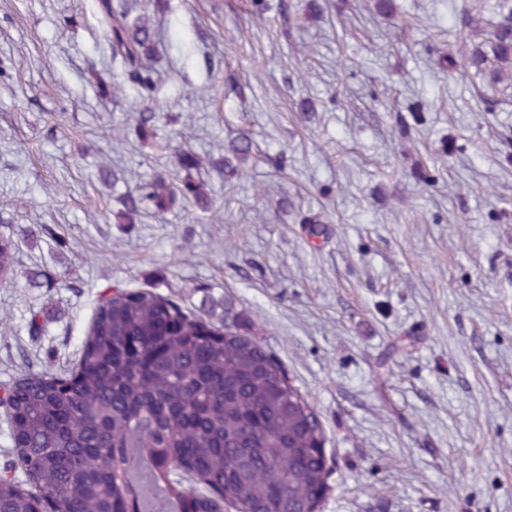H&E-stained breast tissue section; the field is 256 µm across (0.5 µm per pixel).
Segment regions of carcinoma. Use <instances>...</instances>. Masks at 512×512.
<instances>
[{"mask_svg":"<svg viewBox=\"0 0 512 512\" xmlns=\"http://www.w3.org/2000/svg\"><path fill=\"white\" fill-rule=\"evenodd\" d=\"M112 60L152 100L147 65L155 32L137 0H97ZM494 73L512 63V15L491 36ZM474 49L449 70L483 69ZM142 129L160 111L137 109ZM192 197L211 200L189 179H152L124 196V214L166 211ZM12 448L31 489L0 479V512H144L132 480L150 452L151 478L165 482L152 512H312L327 488L321 422L276 358L240 331L229 308L217 325L150 291L124 290L99 300L76 367L57 376L29 374L4 397ZM174 470L197 476L206 492L182 486Z\"/></svg>","mask_w":512,"mask_h":512,"instance_id":"cac0c4a2","label":"carcinoma"}]
</instances>
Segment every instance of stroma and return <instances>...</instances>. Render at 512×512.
<instances>
[{"mask_svg":"<svg viewBox=\"0 0 512 512\" xmlns=\"http://www.w3.org/2000/svg\"><path fill=\"white\" fill-rule=\"evenodd\" d=\"M469 3L160 0L144 134L89 0H0V389L71 369L106 285L229 307L322 423L319 512H512V87L445 67L512 0ZM187 176L217 215L118 222Z\"/></svg>","mask_w":512,"mask_h":512,"instance_id":"35a3bbf8","label":"stroma"}]
</instances>
